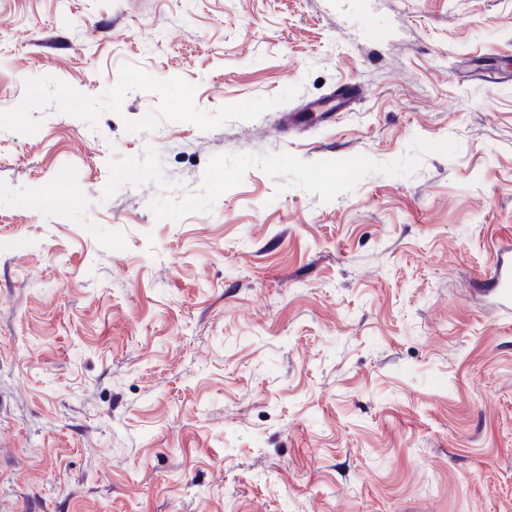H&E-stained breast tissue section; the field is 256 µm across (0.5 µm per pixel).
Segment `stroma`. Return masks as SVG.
Wrapping results in <instances>:
<instances>
[{
    "label": "stroma",
    "mask_w": 512,
    "mask_h": 512,
    "mask_svg": "<svg viewBox=\"0 0 512 512\" xmlns=\"http://www.w3.org/2000/svg\"><path fill=\"white\" fill-rule=\"evenodd\" d=\"M0 0V512H512V0ZM346 84L347 112L285 125ZM413 174L211 212L154 148ZM491 283L497 292L499 302L504 306L512 304V266L503 258L498 260L494 268Z\"/></svg>",
    "instance_id": "35a3bbf8"
}]
</instances>
